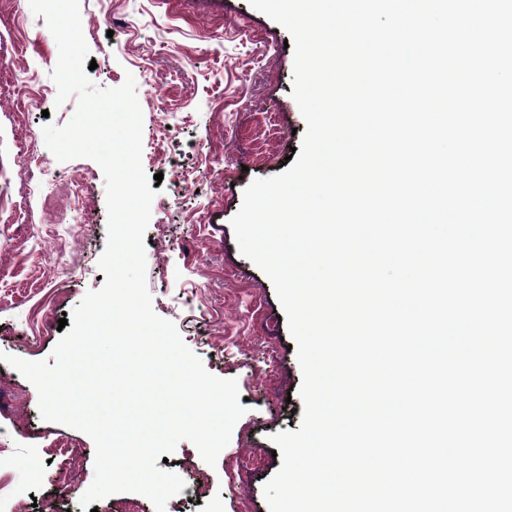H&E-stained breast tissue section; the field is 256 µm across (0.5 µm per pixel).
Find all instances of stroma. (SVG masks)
<instances>
[{
  "instance_id": "35a3bbf8",
  "label": "stroma",
  "mask_w": 512,
  "mask_h": 512,
  "mask_svg": "<svg viewBox=\"0 0 512 512\" xmlns=\"http://www.w3.org/2000/svg\"><path fill=\"white\" fill-rule=\"evenodd\" d=\"M83 37L100 88L134 77L142 110V165L162 174L145 233L153 309L171 321L212 375L236 380L245 414L210 467L181 441L164 468L183 474L165 512H269L265 484L282 466L271 436L298 431L302 375L269 277L239 250L231 220L247 186L289 169L306 121L292 97L289 32L249 0H81ZM56 40L29 0H0V354L51 360L58 321L106 276V186L93 160L57 161L43 129L73 116L58 101ZM0 476L57 512H85L95 445L44 421L35 387L0 361ZM83 450L80 474L58 483V439Z\"/></svg>"
}]
</instances>
